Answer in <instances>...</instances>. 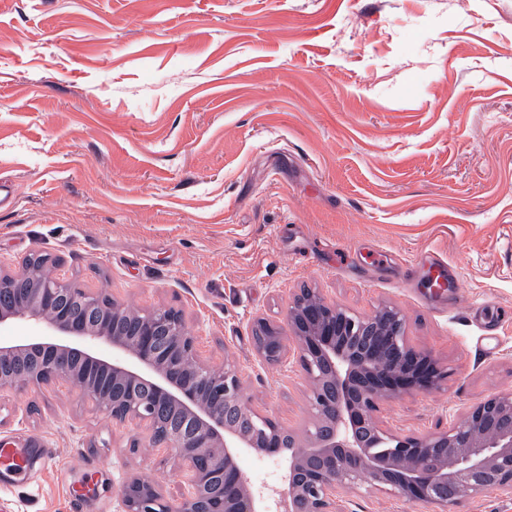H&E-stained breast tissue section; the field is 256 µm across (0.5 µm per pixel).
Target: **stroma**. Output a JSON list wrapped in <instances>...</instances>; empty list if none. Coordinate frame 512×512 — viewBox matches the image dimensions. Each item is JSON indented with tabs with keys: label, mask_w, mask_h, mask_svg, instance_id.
<instances>
[{
	"label": "stroma",
	"mask_w": 512,
	"mask_h": 512,
	"mask_svg": "<svg viewBox=\"0 0 512 512\" xmlns=\"http://www.w3.org/2000/svg\"><path fill=\"white\" fill-rule=\"evenodd\" d=\"M0 188V262L181 310L281 424L307 381L252 325L303 288L396 305L450 368L381 402L392 430L512 391V0H0ZM136 436L63 386L0 396V438L37 446L0 512H117L132 472L178 495Z\"/></svg>",
	"instance_id": "stroma-1"
}]
</instances>
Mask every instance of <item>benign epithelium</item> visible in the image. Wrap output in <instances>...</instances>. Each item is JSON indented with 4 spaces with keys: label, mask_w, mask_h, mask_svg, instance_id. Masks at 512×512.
Masks as SVG:
<instances>
[{
    "label": "benign epithelium",
    "mask_w": 512,
    "mask_h": 512,
    "mask_svg": "<svg viewBox=\"0 0 512 512\" xmlns=\"http://www.w3.org/2000/svg\"><path fill=\"white\" fill-rule=\"evenodd\" d=\"M32 277L0 272V324L30 327L27 340H0V395L26 386L75 387L112 422L146 433L174 461L180 493L137 475L123 484L119 512H353L375 492L461 512L489 490L512 495V391L469 406L457 422L427 434L392 431L376 418L382 399L439 389L450 374L407 334L401 310L380 304L364 317L303 288L280 320L258 318L252 336L262 363L288 344L309 381L302 431L252 407L234 360L212 368L198 354L182 312L153 308L134 323L122 304L63 278L22 288ZM37 369L25 379L17 362ZM282 479L263 491L239 464L244 453L282 448Z\"/></svg>",
    "instance_id": "1"
}]
</instances>
